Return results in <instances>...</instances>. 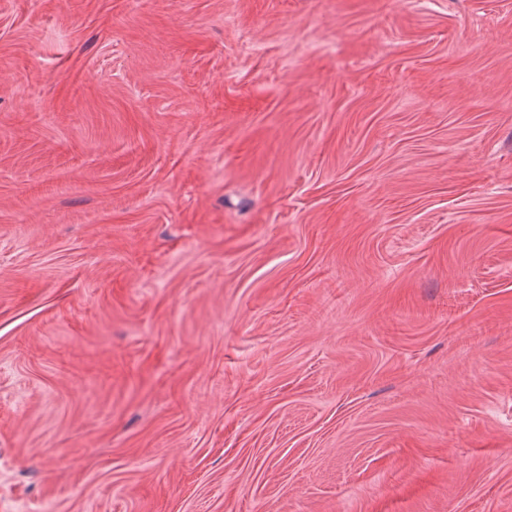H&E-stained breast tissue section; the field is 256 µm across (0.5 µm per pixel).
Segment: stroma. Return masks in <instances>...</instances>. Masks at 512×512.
<instances>
[{"instance_id": "stroma-1", "label": "stroma", "mask_w": 512, "mask_h": 512, "mask_svg": "<svg viewBox=\"0 0 512 512\" xmlns=\"http://www.w3.org/2000/svg\"><path fill=\"white\" fill-rule=\"evenodd\" d=\"M0 512H512V0H0Z\"/></svg>"}]
</instances>
